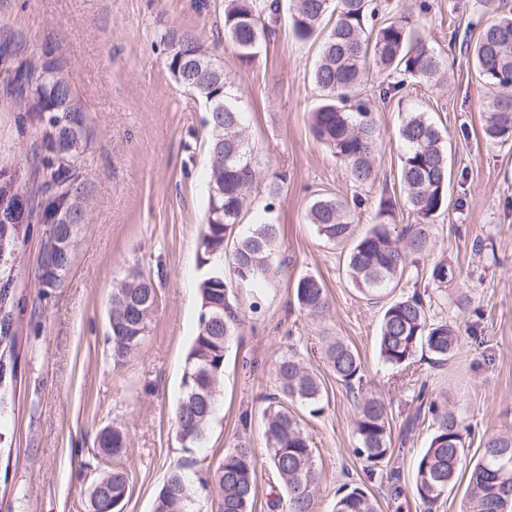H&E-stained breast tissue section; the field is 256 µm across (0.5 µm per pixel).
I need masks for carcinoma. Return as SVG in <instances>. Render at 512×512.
Masks as SVG:
<instances>
[{
    "label": "carcinoma",
    "instance_id": "carcinoma-1",
    "mask_svg": "<svg viewBox=\"0 0 512 512\" xmlns=\"http://www.w3.org/2000/svg\"><path fill=\"white\" fill-rule=\"evenodd\" d=\"M490 22L483 24L474 43L467 45L473 65L484 85L493 92L482 126L489 140L512 138V8L504 0H480ZM282 0H224V36L241 64L256 57L271 24L280 19ZM421 0L418 15L378 10L372 0H288L293 35L308 42L325 33L311 81L320 92V104L311 113V131L344 163L352 179H373L380 130L369 99L363 96V71L373 60L378 71L400 79L379 88V97L390 98L404 89L406 79L419 83L447 80L445 61L417 34V18L429 13ZM166 68L175 76L195 58L213 59L197 36L172 27L161 37ZM44 75L10 81V95L18 111L43 122L46 155L42 160V189L49 193L43 220L61 222L73 179L75 161H85L88 150L84 118L76 104L63 66L54 59L40 61ZM181 87L199 98L208 116V151L211 176L208 206L201 235L199 262L206 273L198 285L201 311L197 334L186 356L182 395L175 409L177 433L183 456L169 470L157 492L154 512H193L199 497L213 498L217 512H251L256 493L257 455L247 441L224 452L215 469H201L196 456L209 433L216 406L217 388L224 376L229 344L241 326L240 311L231 298L233 284L253 283L272 271L268 258L277 237V227L264 218L224 253V241L238 224L247 206V189L256 179L252 150L246 140L241 112L229 93L225 78L195 81ZM405 150L400 180L416 222L393 235L389 220L393 203L382 199L381 221L358 238L344 205L336 199L319 198L309 207L308 220L330 242L354 241L347 258V275L364 294L375 295L395 288L408 259L428 249L430 223L444 209L448 198V150L440 130L421 112H410L400 128ZM14 201L0 210V418L11 405V392L18 377V336L14 311L19 308L13 288L12 261L22 225ZM73 249L52 260H38L39 284L58 287L70 269ZM229 257L234 282L224 277L223 260ZM429 281L448 294L458 279L456 267L446 260L429 268ZM301 310L313 318L323 317L330 301L323 282L304 276L294 286ZM134 304L137 319L118 304ZM157 303L150 279L131 272L112 286V311L108 313L112 360L117 366L134 354L145 339ZM457 336L448 321H434L424 294L415 290L387 303L378 334L381 361L392 367H408L416 353L425 350L436 363L445 364L456 353ZM328 363L341 384L354 396L355 453L365 462V481L381 473L380 465L392 453L387 407L363 387V363L348 344L337 340L325 350ZM276 392L264 410L266 460L279 478L271 507L280 512H318L320 473L314 448L286 400L300 403L311 416L324 411L323 386L319 377L293 357L275 362ZM416 417L432 420L429 446L415 460V488L425 510L452 491L462 471L468 485L460 512H512V432L487 435L480 456L467 460L468 428L447 404L429 396L421 385L416 394ZM127 433L119 427L102 429L98 453L116 458L127 450ZM128 475L114 469L92 484L90 512H106L121 506L128 493ZM378 502L364 485L346 484L337 491L333 512H378Z\"/></svg>",
    "mask_w": 512,
    "mask_h": 512
}]
</instances>
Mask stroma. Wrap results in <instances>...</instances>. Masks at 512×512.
Returning a JSON list of instances; mask_svg holds the SVG:
<instances>
[{
    "instance_id": "1",
    "label": "stroma",
    "mask_w": 512,
    "mask_h": 512,
    "mask_svg": "<svg viewBox=\"0 0 512 512\" xmlns=\"http://www.w3.org/2000/svg\"><path fill=\"white\" fill-rule=\"evenodd\" d=\"M430 2L422 36L446 59L450 81L442 88L411 81L383 100L378 86L386 76L369 67L366 92L381 146L374 182L361 185L311 132L319 47L298 42L288 21L244 66L224 40V0H0V43L19 60L46 55L64 63L90 141L82 170L90 188L88 221L76 227L69 272L46 291L37 278L47 230L39 216L45 198L40 136L36 123L21 121L0 73V186L9 185L29 227L14 271L24 298L14 328L25 360L8 416L11 452L0 457V512H88L91 483L115 467L129 478L122 512H153L157 491L181 455L174 410L201 309L205 269L198 253L210 161L205 107L164 64L160 37L172 26L217 47L244 111L258 174L242 228L270 202L278 228L276 275L234 291L243 325L226 352L200 457L218 463L242 440L263 450L265 396L276 389L273 365L295 357L323 383L321 415L310 416L295 402L289 408L315 445L319 512H332L338 488L363 476L353 453V399L325 357L336 338L359 353L364 387L388 411L393 454L383 477L369 486L379 512H423L414 463L432 429L426 422L406 428L420 384L461 414L470 432L468 456L479 455L483 435L512 431V140L490 141L482 132L487 93L466 53L484 15L478 0ZM411 112L425 113L445 135L448 207L433 222L429 250L413 256L395 293L428 289V268L445 259L460 271L458 285L473 309L463 312L451 299L432 296L430 315L456 327L458 350L440 366L418 352L404 370L384 365L378 355L385 299L353 287L348 245L320 236L307 209L315 198H336L361 234L376 223L380 199L388 198L394 223H412L399 182V129ZM274 182L280 194L273 199ZM480 240L485 250H477ZM132 271L151 278L157 310L138 352L117 367L107 312L113 284ZM307 275L326 286L330 310L323 318L300 312L294 301V285ZM107 426L128 436L126 452L114 460L96 455V436Z\"/></svg>"
}]
</instances>
